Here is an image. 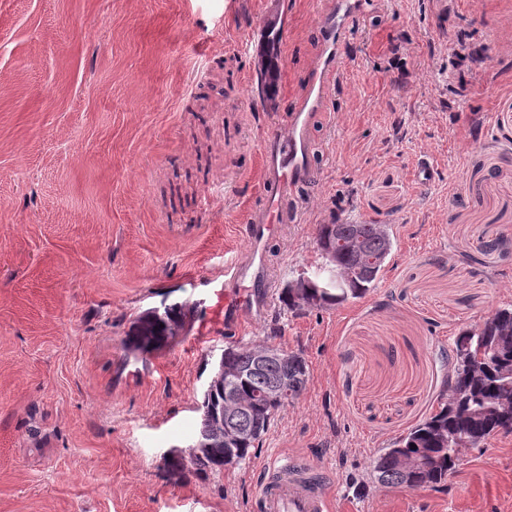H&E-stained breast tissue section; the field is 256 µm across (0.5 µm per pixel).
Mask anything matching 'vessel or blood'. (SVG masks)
<instances>
[{
	"label": "vessel or blood",
	"mask_w": 512,
	"mask_h": 512,
	"mask_svg": "<svg viewBox=\"0 0 512 512\" xmlns=\"http://www.w3.org/2000/svg\"><path fill=\"white\" fill-rule=\"evenodd\" d=\"M366 0H336L335 8L321 14V40L315 64L302 94L291 106L288 120L263 140L262 150L273 186L263 207L249 220L250 259L225 265L224 273L236 283L238 293H225L224 319L233 322L242 309L267 305L274 274L268 265L267 248L287 219L283 200L304 185L311 173L308 126L311 115L327 104L346 57L355 17ZM257 512H329L327 482L319 469L297 457H285L265 469Z\"/></svg>",
	"instance_id": "1"
}]
</instances>
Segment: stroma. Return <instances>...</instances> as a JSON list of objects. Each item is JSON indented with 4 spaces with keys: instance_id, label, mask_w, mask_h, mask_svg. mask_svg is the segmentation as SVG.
<instances>
[{
    "instance_id": "obj_1",
    "label": "stroma",
    "mask_w": 512,
    "mask_h": 512,
    "mask_svg": "<svg viewBox=\"0 0 512 512\" xmlns=\"http://www.w3.org/2000/svg\"><path fill=\"white\" fill-rule=\"evenodd\" d=\"M335 0H0V512H249L264 468L305 456L333 512H512V434L445 489L384 486L371 460L437 404L460 330L512 304V0H371L310 122L313 177L268 260L317 273L332 220L387 225L364 298L232 325L214 288L249 258L261 141L304 88ZM281 39L275 96L258 53ZM483 49L471 64L453 32ZM434 169L421 183L422 162ZM185 305L153 353L145 310ZM230 344L302 355L305 390L239 466L170 474ZM186 317L183 305L177 303L164 305L162 313L159 309L143 313L129 335V348L142 354L161 349L178 336ZM160 324H164V327L160 328ZM155 327H158V330H155Z\"/></svg>"
}]
</instances>
